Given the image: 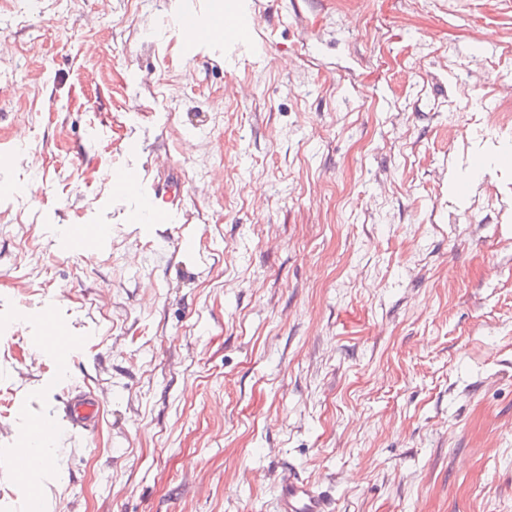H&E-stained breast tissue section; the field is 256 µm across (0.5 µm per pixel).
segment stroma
<instances>
[{"label":"stroma","mask_w":512,"mask_h":512,"mask_svg":"<svg viewBox=\"0 0 512 512\" xmlns=\"http://www.w3.org/2000/svg\"><path fill=\"white\" fill-rule=\"evenodd\" d=\"M197 2L250 46L194 56L183 0H0V459L104 404L0 512H278L291 472L333 512H512V0ZM117 167L178 172L181 223ZM59 420L42 419L31 429V436L39 441L55 439L65 430L83 433L94 428L101 416V401L91 391L71 389L60 407Z\"/></svg>","instance_id":"1"}]
</instances>
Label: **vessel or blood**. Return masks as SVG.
Wrapping results in <instances>:
<instances>
[{
    "mask_svg": "<svg viewBox=\"0 0 512 512\" xmlns=\"http://www.w3.org/2000/svg\"><path fill=\"white\" fill-rule=\"evenodd\" d=\"M176 24L181 30L190 32L188 46L197 50L211 46L212 35L216 32L221 34L223 44L239 46L247 43L256 19L245 10L229 11L221 18L207 16L197 10L193 0H185ZM133 194L146 223H180L183 199L177 178L135 183ZM100 416V399L89 391L74 388L60 408L59 419L38 421L31 435L40 441H50L65 431L83 433L94 428ZM279 504V512H331L327 499L314 484L295 474L288 475L281 483Z\"/></svg>",
    "mask_w": 512,
    "mask_h": 512,
    "instance_id": "vessel-or-blood-1",
    "label": "vessel or blood"
}]
</instances>
